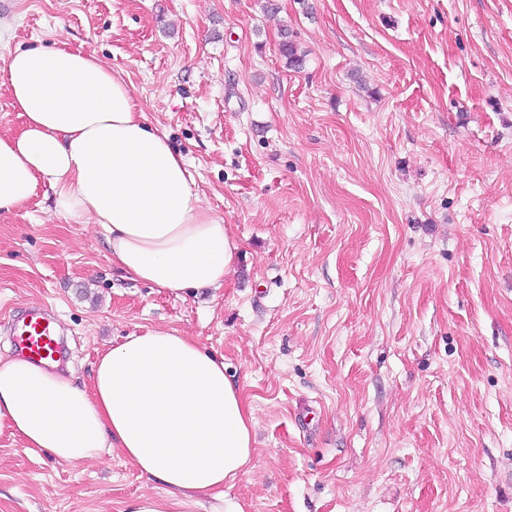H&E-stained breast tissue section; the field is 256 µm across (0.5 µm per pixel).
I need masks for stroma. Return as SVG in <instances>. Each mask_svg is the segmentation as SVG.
<instances>
[{
  "mask_svg": "<svg viewBox=\"0 0 512 512\" xmlns=\"http://www.w3.org/2000/svg\"><path fill=\"white\" fill-rule=\"evenodd\" d=\"M61 42L126 78L239 251L218 288L134 282L37 190L0 215V354L47 308L83 380L151 329L223 355L241 512H512V0H0V59ZM143 494L120 454L0 433V512ZM288 30L281 34L282 40L279 43V52L285 59L288 68L300 70L305 63V55L299 51L296 43L289 36Z\"/></svg>",
  "mask_w": 512,
  "mask_h": 512,
  "instance_id": "35a3bbf8",
  "label": "stroma"
}]
</instances>
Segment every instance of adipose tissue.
<instances>
[{
	"label": "adipose tissue",
	"mask_w": 512,
	"mask_h": 512,
	"mask_svg": "<svg viewBox=\"0 0 512 512\" xmlns=\"http://www.w3.org/2000/svg\"><path fill=\"white\" fill-rule=\"evenodd\" d=\"M4 72L22 126L0 135V213L43 184L55 212L102 230L129 278L172 292L223 285L238 245L122 75L64 42L16 49ZM252 427L223 358L189 336L126 337L86 383L54 362L0 356V432L66 463L122 453L167 492L126 512H235L224 488L251 461Z\"/></svg>",
	"instance_id": "adipose-tissue-1"
}]
</instances>
